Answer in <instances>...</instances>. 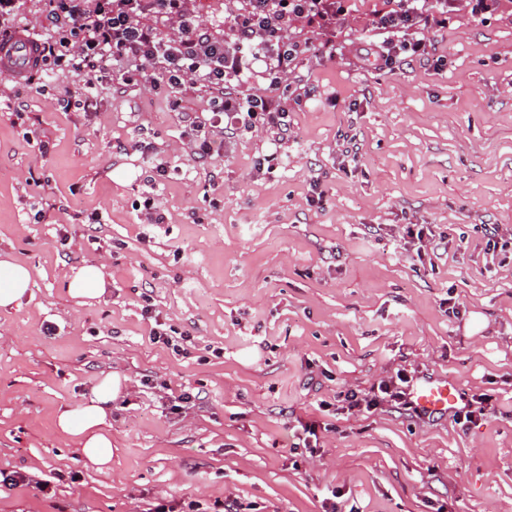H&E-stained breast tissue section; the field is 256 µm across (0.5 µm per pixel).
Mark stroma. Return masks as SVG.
<instances>
[{
	"mask_svg": "<svg viewBox=\"0 0 512 512\" xmlns=\"http://www.w3.org/2000/svg\"><path fill=\"white\" fill-rule=\"evenodd\" d=\"M376 5L353 0L336 54L289 74L306 100L287 101L286 133H216L224 153L205 161L184 134L205 90L177 114L111 71L66 112L75 74L0 76V250L33 271L0 310V472L19 478L0 482V512H512V249L490 269L484 254L485 225L512 233V11L474 17L457 0L425 33L431 60L380 70L362 53ZM138 141L180 178L148 182ZM273 150L278 168L256 174ZM145 195L167 223H147ZM409 223L437 235L430 263L397 248ZM87 261L104 264V291L71 297L65 277ZM158 323L188 355L150 341ZM399 370L493 408L469 426L340 410V392ZM110 372L127 394L101 474L55 418ZM300 420L325 427L316 454L291 450Z\"/></svg>",
	"mask_w": 512,
	"mask_h": 512,
	"instance_id": "obj_1",
	"label": "stroma"
}]
</instances>
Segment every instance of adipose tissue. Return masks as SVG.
Returning a JSON list of instances; mask_svg holds the SVG:
<instances>
[{
    "mask_svg": "<svg viewBox=\"0 0 512 512\" xmlns=\"http://www.w3.org/2000/svg\"><path fill=\"white\" fill-rule=\"evenodd\" d=\"M32 281V269L9 252H0V309L19 306ZM123 378L108 373L93 387L90 406L66 408L55 419L57 429L79 448L86 464L104 472L112 462V405L124 391Z\"/></svg>",
    "mask_w": 512,
    "mask_h": 512,
    "instance_id": "1",
    "label": "adipose tissue"
}]
</instances>
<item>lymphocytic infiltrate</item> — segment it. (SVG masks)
Returning a JSON list of instances; mask_svg holds the SVG:
<instances>
[{
  "label": "lymphocytic infiltrate",
  "mask_w": 512,
  "mask_h": 512,
  "mask_svg": "<svg viewBox=\"0 0 512 512\" xmlns=\"http://www.w3.org/2000/svg\"><path fill=\"white\" fill-rule=\"evenodd\" d=\"M84 0H47L46 19L53 34L41 45L43 65L65 68L84 79L93 91L96 66L106 60L129 61L121 78L125 84L148 83L165 89L170 110L181 107V91L198 85L211 93L210 109L196 114L187 134L198 157H214L222 146L213 128L225 126L236 133L263 128L287 131L284 107L296 91L284 76L310 53L313 42L293 33L302 21L318 33L340 25L349 0H246L230 18L234 43L198 33L196 19L186 0H97L85 9ZM374 28L385 36V48L376 57L393 64L398 54L426 57L430 45L422 30L446 27L454 0H383ZM176 26L177 37L164 34ZM265 74L264 88L244 92L241 85L254 65ZM348 413H369L391 402L411 405L410 380L405 374L380 381L367 392L347 391Z\"/></svg>",
  "instance_id": "1"
}]
</instances>
